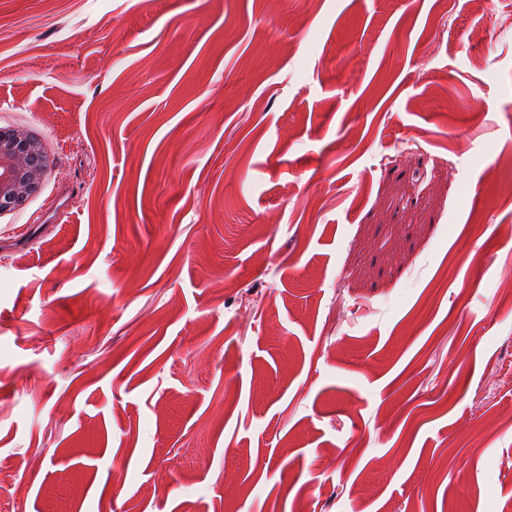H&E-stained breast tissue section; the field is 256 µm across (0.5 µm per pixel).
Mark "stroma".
<instances>
[{
	"instance_id": "stroma-1",
	"label": "stroma",
	"mask_w": 512,
	"mask_h": 512,
	"mask_svg": "<svg viewBox=\"0 0 512 512\" xmlns=\"http://www.w3.org/2000/svg\"><path fill=\"white\" fill-rule=\"evenodd\" d=\"M6 126L0 512H512V0H0ZM51 163L36 135L19 128H0V215L40 191Z\"/></svg>"
}]
</instances>
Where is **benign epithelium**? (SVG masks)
I'll use <instances>...</instances> for the list:
<instances>
[{"label": "benign epithelium", "instance_id": "benign-epithelium-1", "mask_svg": "<svg viewBox=\"0 0 512 512\" xmlns=\"http://www.w3.org/2000/svg\"><path fill=\"white\" fill-rule=\"evenodd\" d=\"M50 168L40 138L23 129L0 128V215L37 194Z\"/></svg>", "mask_w": 512, "mask_h": 512}]
</instances>
